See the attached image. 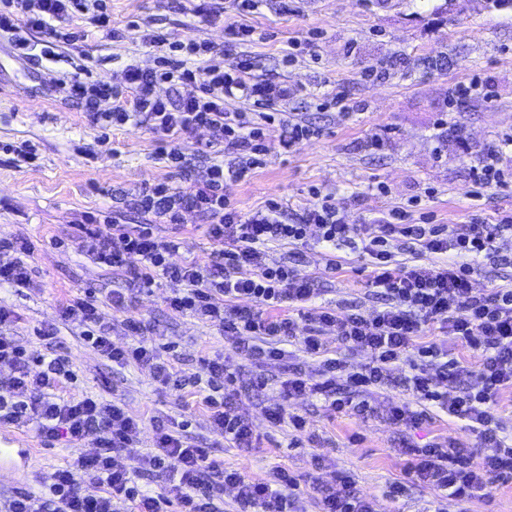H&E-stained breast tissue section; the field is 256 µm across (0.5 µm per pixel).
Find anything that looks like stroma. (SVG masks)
I'll return each instance as SVG.
<instances>
[{"instance_id":"1","label":"stroma","mask_w":512,"mask_h":512,"mask_svg":"<svg viewBox=\"0 0 512 512\" xmlns=\"http://www.w3.org/2000/svg\"><path fill=\"white\" fill-rule=\"evenodd\" d=\"M195 4L112 0V32L91 30L85 42L52 60L25 59L0 38V239L24 238L35 246L31 287H0V306L13 313L10 335L33 355L69 362L76 379L66 384V393L118 401L146 421H189L211 458L247 477L265 478L279 467L302 486L313 480L331 485L346 476L372 499L375 512H512V482L461 503L409 479L410 448L451 437L470 442L463 421L435 408L419 428H405L376 416L335 412L308 393L282 399L279 366L256 367L232 352L217 327L170 311L166 299L173 282L135 294L127 315L147 329L137 336L119 325L112 340L121 347L138 337L159 339L188 377L199 374L202 356L231 357L239 369L236 401L257 436L254 448L229 447L213 432L212 409L195 388L180 395L159 385L148 368L112 364L61 319L59 306L67 298L91 291L103 299L129 286L78 250L74 238L86 214L115 213L124 224H152L156 236L178 245L171 263L193 259L205 266L212 258L204 217L186 210L180 223L156 224L135 209L132 196L160 182L189 189L205 179L212 160L223 157V144L205 129L178 140L184 165L174 169L159 156L148 128L117 127L110 143H100L80 109L56 91L58 79L74 75L83 63L104 84L118 83L130 60L153 67L154 54L144 42L152 31L221 45L225 67L247 62L256 77L295 91L288 110L312 133L287 151L281 146L284 127L265 126L262 165L224 184V196L238 212L249 214L271 199L288 210L325 199L350 224L404 208L411 223L459 229L475 216L494 224L512 215V150L500 158L507 183L484 188L480 201L469 196L479 157L512 135L511 8H494L491 0H261L256 13L241 17L254 29L250 40L229 43L223 24L196 17ZM295 41L300 50L285 61ZM475 76L491 88V98H457V86ZM337 96L348 113L334 105ZM25 142L37 154L30 164L16 153ZM297 251L322 305L365 315L383 306L367 286L368 256L338 250L345 263L333 271L314 242ZM472 284L480 293L512 287L511 231L500 232ZM46 323L56 324L54 338L38 335ZM259 370L266 385L250 390ZM278 406L304 417L305 431L271 423L268 413ZM26 435L33 444L26 471L0 460V506L20 492L49 495L56 471L86 451L81 443L45 445L31 428ZM397 482L404 491L395 497L391 486Z\"/></svg>"}]
</instances>
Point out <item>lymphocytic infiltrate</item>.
I'll use <instances>...</instances> for the list:
<instances>
[{
	"label": "lymphocytic infiltrate",
	"instance_id": "1",
	"mask_svg": "<svg viewBox=\"0 0 512 512\" xmlns=\"http://www.w3.org/2000/svg\"><path fill=\"white\" fill-rule=\"evenodd\" d=\"M108 2L0 0V37L8 38L25 57H51L58 48L85 41L88 27L109 28ZM76 13L84 16L86 27L69 25V17ZM145 42L158 53L156 67L133 61L124 66L119 85L99 83L87 74L60 80L57 88L84 108L92 127L128 123L150 128L160 138V155L174 164L182 159L176 140L197 129L209 130L223 143V160L212 163L206 180L192 190L160 183L140 191L135 199L141 211L168 224L178 223L188 207L206 217L214 244L212 259L205 267L192 259L172 264L175 241L155 237L151 225L123 224L115 216H87L75 240L80 251L99 266L125 272L143 292L163 278L179 282L167 301L169 308L217 326L235 353L282 365L284 398L315 394L334 411L361 414L368 409L367 401L353 402L345 390L391 386L392 371L407 367L402 385L410 399L391 406L388 421L419 427L430 418V403L436 402L449 417L464 421L477 439L472 449L451 438L415 450L409 475L460 501L511 479L512 443L499 435L498 425L502 396L512 392V289L478 293L472 281L497 233L512 225L503 219L473 224L461 233L446 224L406 223L400 209L381 219L349 224L327 203L303 208L290 218L274 200L241 217L224 199V182L260 165L262 127L278 117L276 105L287 100V86L248 79L242 64L224 69L213 61L218 48L205 40L184 42L157 33L147 35ZM162 84L175 90L176 98L157 95ZM108 99L113 108L101 109V102ZM311 229L326 247L346 244L371 257L367 285L384 297L380 310L366 316L316 305L313 277L291 262L262 261L264 249L298 244ZM402 238L411 242L408 263L397 260L391 249L392 242ZM33 253L27 240L0 241V285L30 287ZM428 253L433 256L429 262L424 259ZM243 298L254 301V308L239 307ZM125 303L118 291L104 303L88 292L62 302L61 318L77 327L100 356L119 365L149 367L159 384L182 390L174 364L155 343H113L102 308L109 305L121 311ZM329 327L337 331L334 349L323 338ZM436 327L477 352L478 364L470 367L447 356L429 337ZM290 343L319 360V381L309 382L287 364ZM345 349L369 353V364L346 372L341 355ZM428 357L439 360L438 374H429L422 366ZM201 371L211 390L205 401L214 409V432L235 448H250L249 421L231 406H220L215 397L221 387L234 383L235 373L220 355L202 358ZM72 377L62 358L33 357L13 337L0 335V422L33 426L45 443L93 441L85 455L56 472L50 496L17 494L8 512H120L124 506L130 512H166L173 500L180 512H220L204 482L210 474L222 477L247 512H289L297 484L287 470L253 479L222 467L196 444L184 422L174 429L161 417H152L147 421L154 432L152 449L133 457L130 465L118 464V456L137 446L147 422L116 402L87 394L63 395V383ZM461 377L465 387L445 396L444 387ZM154 472L164 473L167 492L155 494L138 485V478ZM86 482L97 487V494L83 492ZM313 490L321 512H374L371 501L359 495L348 478L314 485Z\"/></svg>",
	"mask_w": 512,
	"mask_h": 512
}]
</instances>
